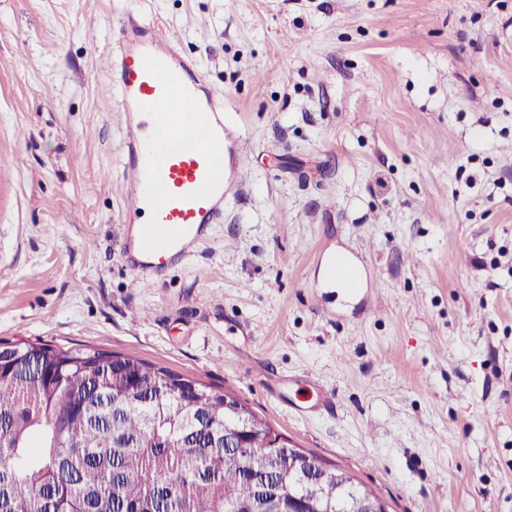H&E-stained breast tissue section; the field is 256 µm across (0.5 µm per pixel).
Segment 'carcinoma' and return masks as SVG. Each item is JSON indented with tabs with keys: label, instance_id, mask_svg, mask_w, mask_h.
I'll list each match as a JSON object with an SVG mask.
<instances>
[{
	"label": "carcinoma",
	"instance_id": "carcinoma-1",
	"mask_svg": "<svg viewBox=\"0 0 512 512\" xmlns=\"http://www.w3.org/2000/svg\"><path fill=\"white\" fill-rule=\"evenodd\" d=\"M251 447H224V429ZM232 391L136 356L0 340V512H235L308 455ZM319 509L345 506L336 482Z\"/></svg>",
	"mask_w": 512,
	"mask_h": 512
}]
</instances>
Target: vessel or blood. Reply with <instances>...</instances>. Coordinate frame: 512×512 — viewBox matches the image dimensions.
<instances>
[{"label": "vessel or blood", "instance_id": "b4317fda", "mask_svg": "<svg viewBox=\"0 0 512 512\" xmlns=\"http://www.w3.org/2000/svg\"><path fill=\"white\" fill-rule=\"evenodd\" d=\"M113 64L121 112L136 115L125 142L131 198L123 223L140 235L121 253L152 281L170 263L208 240L224 211L230 183L216 167L224 152V106L204 79L176 55L161 23H124Z\"/></svg>", "mask_w": 512, "mask_h": 512}]
</instances>
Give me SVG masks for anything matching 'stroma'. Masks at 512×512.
<instances>
[{"instance_id":"stroma-1","label":"stroma","mask_w":512,"mask_h":512,"mask_svg":"<svg viewBox=\"0 0 512 512\" xmlns=\"http://www.w3.org/2000/svg\"><path fill=\"white\" fill-rule=\"evenodd\" d=\"M131 16L252 145L151 282L105 69ZM1 57L0 340L230 389L389 512H512V0H0Z\"/></svg>"}]
</instances>
